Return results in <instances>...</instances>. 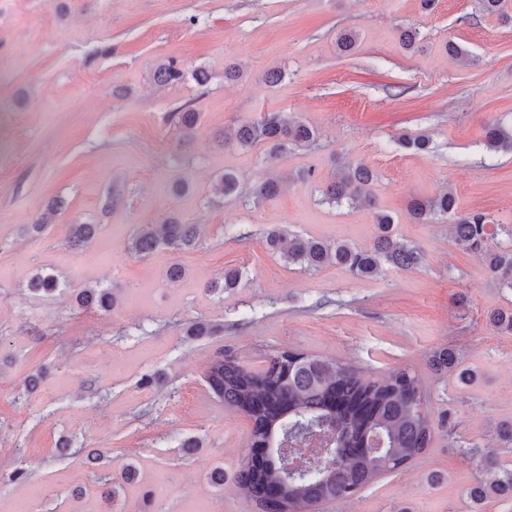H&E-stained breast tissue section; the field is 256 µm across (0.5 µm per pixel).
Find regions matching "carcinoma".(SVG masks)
<instances>
[{
  "label": "carcinoma",
  "mask_w": 512,
  "mask_h": 512,
  "mask_svg": "<svg viewBox=\"0 0 512 512\" xmlns=\"http://www.w3.org/2000/svg\"><path fill=\"white\" fill-rule=\"evenodd\" d=\"M476 2L479 12L485 16L512 18L508 14V0ZM184 76L185 69L175 60L162 62L151 71L152 80L160 85L179 82ZM170 118L187 137L192 135L198 121L188 104L178 107ZM316 139V130L304 122L269 113L260 120L238 125L231 135H224V146L251 147L264 143L269 147V155L274 157L290 148L308 147ZM484 141L493 152L512 150V126L490 123L485 128ZM374 180V171L364 164L345 166L332 173L329 183L321 190L322 201L372 207ZM281 191V182L269 178L253 189L252 196L260 202L278 196ZM60 208L58 202L49 204L33 223L23 225V232L27 235L45 232L50 226L48 216ZM457 212V199L448 189L432 199H414L409 203V213L416 222L438 216L452 220L455 243L466 250L481 252L493 282L512 290V246L504 247L498 240L500 234L509 236L512 232L490 223L480 212L461 216ZM375 217L379 234L369 248L341 240L330 243L305 239L285 227L269 230L265 244L288 264L306 271L338 266L356 277L373 278L380 274L385 263L400 269L420 266L423 256L397 240L392 231V217L380 210ZM97 229L96 224L70 225L71 245L81 247L90 242ZM199 236L198 225L168 217L160 224L135 227L129 250L138 257H146L161 246L193 249ZM241 277L240 269L228 268L224 270L223 282L215 283L213 288L221 292L230 290L239 285ZM60 286L57 276L43 271L34 274L27 284L31 293L46 297ZM73 293L81 308L109 312L114 307L111 287L81 286ZM489 322L497 330L511 333L512 307L491 313ZM429 365L438 373L455 377L463 386H470L478 379L477 371L460 367L455 352L447 347L433 351ZM203 378L212 398L251 422V443L256 447L278 444L289 437V428L297 427L303 420L329 419L345 429L344 457L326 476L289 482L277 462L239 470L234 478L237 493L254 504L256 512H315L320 503L350 499L377 478L405 470L427 451L435 437L423 391L416 376L406 369L367 379L351 363L285 349L270 356L261 371L250 369L237 356L219 354L208 363ZM376 433L386 439L388 451L384 455H372L367 450L370 437ZM467 452L484 458L487 465L486 478L469 490L473 502L480 504L492 496L512 497V466L499 461L497 449L469 448Z\"/></svg>",
  "instance_id": "carcinoma-1"
}]
</instances>
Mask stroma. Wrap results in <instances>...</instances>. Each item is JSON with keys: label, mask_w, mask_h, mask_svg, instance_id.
Returning <instances> with one entry per match:
<instances>
[{"label": "stroma", "mask_w": 512, "mask_h": 512, "mask_svg": "<svg viewBox=\"0 0 512 512\" xmlns=\"http://www.w3.org/2000/svg\"><path fill=\"white\" fill-rule=\"evenodd\" d=\"M475 0H0V512H253L234 488L251 460L250 422L225 411L203 381L230 352L260 369L293 349L350 362L369 378L406 368L427 395L436 437L406 470L318 512H471L468 491L483 473L469 448L512 419V333L489 314L512 305L483 258L459 247L445 219L416 224L412 199L451 189L460 213L512 227V152H492L482 125L512 123V22L486 17ZM419 33L403 49V29ZM351 30L354 51L336 37ZM472 53L465 64L446 50ZM174 59L204 68L159 86L150 72ZM242 75L228 81L224 70ZM281 70L280 83L265 80ZM190 103L199 116L182 139L170 119ZM285 112L318 131L314 147L280 157L265 145L225 147V131ZM426 135L430 150L399 144ZM376 173V209L323 203L343 164ZM243 192L266 177L283 192L259 205L226 200L218 179ZM186 179L187 191L169 186ZM121 201L108 204L113 185ZM55 197L66 202L51 230L21 231ZM424 256L422 266L385 267L360 278L329 266L306 272L269 252L271 227L305 238L371 246L376 211ZM201 227L194 249L140 258L129 232L167 217ZM98 225L88 245L68 243L74 224ZM184 277L168 281L172 265ZM237 288L216 294L226 268ZM65 287L30 293L36 271ZM114 288L109 312L84 310L72 286ZM216 326L191 336L193 322ZM453 348L479 371L470 387L432 371L429 353ZM42 373L26 393L28 375ZM200 440L195 450L186 439ZM71 440L75 451L60 454ZM106 457L86 463L83 449ZM139 475L121 484L126 465ZM223 467V486L210 474ZM29 472L15 483L10 474ZM119 482L112 504L103 495Z\"/></svg>", "instance_id": "stroma-1"}]
</instances>
